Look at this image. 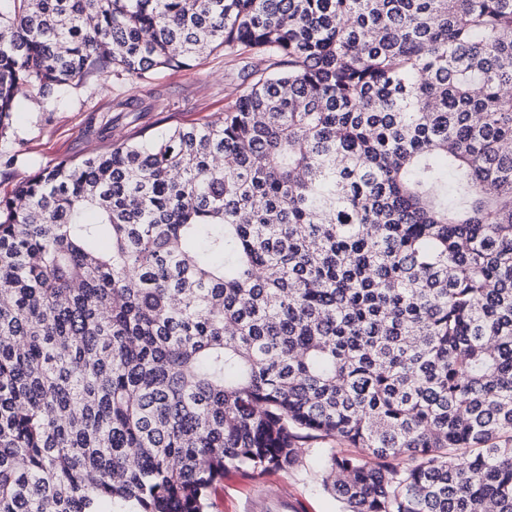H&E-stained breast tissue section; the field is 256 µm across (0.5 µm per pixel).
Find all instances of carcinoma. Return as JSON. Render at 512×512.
<instances>
[{
    "mask_svg": "<svg viewBox=\"0 0 512 512\" xmlns=\"http://www.w3.org/2000/svg\"><path fill=\"white\" fill-rule=\"evenodd\" d=\"M224 118L0 198V512H512V0H0L22 100L213 54ZM325 448L335 442H312L301 465L266 476L230 468L209 494L208 512H252L260 499L269 503L279 496L297 501L299 512H339V503L324 490Z\"/></svg>",
    "mask_w": 512,
    "mask_h": 512,
    "instance_id": "obj_1",
    "label": "carcinoma"
}]
</instances>
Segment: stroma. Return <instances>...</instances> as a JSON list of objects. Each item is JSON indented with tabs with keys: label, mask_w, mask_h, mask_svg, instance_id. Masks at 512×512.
Returning <instances> with one entry per match:
<instances>
[{
	"label": "stroma",
	"mask_w": 512,
	"mask_h": 512,
	"mask_svg": "<svg viewBox=\"0 0 512 512\" xmlns=\"http://www.w3.org/2000/svg\"><path fill=\"white\" fill-rule=\"evenodd\" d=\"M264 66L257 57L231 60L216 54L196 67L157 73L148 86L107 76L65 89L44 106L26 102L12 115V137L0 142V196L40 167L92 155L99 148L92 131L100 125H107L116 145L141 127L159 137L178 124L220 119L245 88L244 68ZM132 95L141 99L142 111H113V100ZM325 448L314 442L301 465L263 477L227 470L209 494L208 512H254L259 500L282 495L297 501L300 512H339L323 486Z\"/></svg>",
	"instance_id": "stroma-1"
}]
</instances>
